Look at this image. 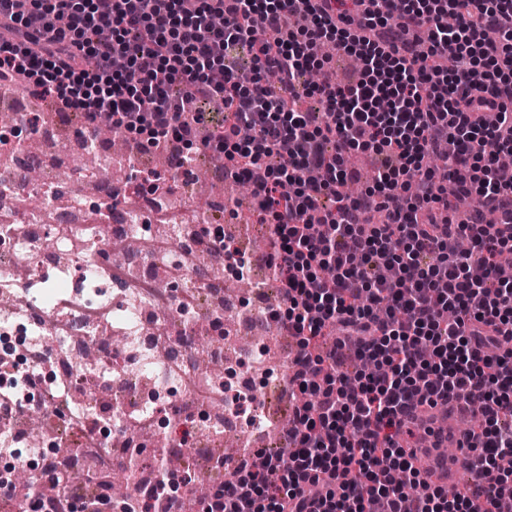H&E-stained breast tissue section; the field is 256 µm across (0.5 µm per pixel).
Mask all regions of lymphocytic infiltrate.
Wrapping results in <instances>:
<instances>
[{"instance_id": "f902f5d3", "label": "lymphocytic infiltrate", "mask_w": 512, "mask_h": 512, "mask_svg": "<svg viewBox=\"0 0 512 512\" xmlns=\"http://www.w3.org/2000/svg\"><path fill=\"white\" fill-rule=\"evenodd\" d=\"M0 29V83L82 114L85 139L111 120L131 169L161 146L173 173L222 154L270 227L276 328L296 346L288 391L312 400L294 407L290 453L245 448L204 512H498L512 496V278L497 269L512 184L496 178L512 152V0H0ZM325 42L359 60L357 82L305 83ZM312 94L325 111L302 108ZM442 144V170L424 167ZM359 149L380 163L351 196L344 154ZM447 177L497 222L452 223ZM460 391L483 404V484L450 495L399 438L412 403ZM173 477L158 471L125 512H183Z\"/></svg>"}]
</instances>
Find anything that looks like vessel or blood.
Listing matches in <instances>:
<instances>
[{
	"instance_id": "obj_1",
	"label": "vessel or blood",
	"mask_w": 512,
	"mask_h": 512,
	"mask_svg": "<svg viewBox=\"0 0 512 512\" xmlns=\"http://www.w3.org/2000/svg\"><path fill=\"white\" fill-rule=\"evenodd\" d=\"M469 402L460 396L438 401L436 406L418 405L406 419L413 431L407 441L425 461L423 476L436 485L455 484L458 475L468 470L472 456L466 446L465 433L444 429V422L465 416Z\"/></svg>"
}]
</instances>
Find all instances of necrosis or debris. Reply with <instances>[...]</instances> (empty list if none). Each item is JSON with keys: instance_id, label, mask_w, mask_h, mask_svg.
<instances>
[{"instance_id": "1", "label": "necrosis or debris", "mask_w": 512, "mask_h": 512, "mask_svg": "<svg viewBox=\"0 0 512 512\" xmlns=\"http://www.w3.org/2000/svg\"><path fill=\"white\" fill-rule=\"evenodd\" d=\"M0 159L14 174L0 185V340L22 338L0 347L21 373L1 380L0 389L22 399L39 425L33 436L19 431L35 454L14 461L10 479L88 467L126 475L140 498L154 477L130 458L145 443L168 442L172 454L192 451L222 464L211 442L262 416L239 414V396L261 397L288 372L284 364L269 367L256 347L230 350L235 340L265 332L268 319L262 291L225 296L237 279L232 256H224L217 283L204 291L194 285V262L213 245L198 226L221 214L223 203L193 211L128 186L121 206L110 209L112 185L102 180L93 195L70 196L64 206L55 196L66 188L54 185L33 208L26 204L30 160L4 126ZM104 224L109 231L97 239ZM105 389L112 392L108 416L96 411ZM65 406L83 436L74 455L59 447Z\"/></svg>"}]
</instances>
